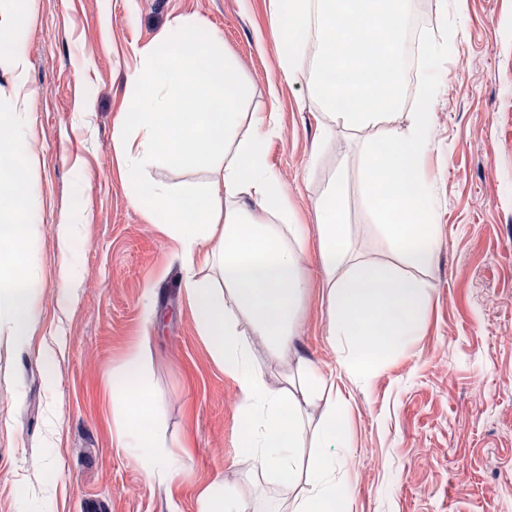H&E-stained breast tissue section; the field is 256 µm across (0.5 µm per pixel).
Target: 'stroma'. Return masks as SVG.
<instances>
[{
	"instance_id": "obj_1",
	"label": "stroma",
	"mask_w": 512,
	"mask_h": 512,
	"mask_svg": "<svg viewBox=\"0 0 512 512\" xmlns=\"http://www.w3.org/2000/svg\"><path fill=\"white\" fill-rule=\"evenodd\" d=\"M411 10L426 11L433 31L444 15L456 20L432 145L419 161L439 242L416 273L429 290L418 336L364 379L330 336L316 207L343 177L354 255L407 270L367 209L361 170L365 143L406 129L408 109L379 126L324 131L307 86L277 71L272 27L288 21L284 0H24L35 163L19 202L38 215L26 250L38 308L27 348L0 324V512H199L214 482L263 512L269 498L306 492L236 464L240 386L213 358L181 288L187 271L215 274L188 268L178 244L130 203L117 164L113 133L135 52L179 16L223 35L250 88L246 111L273 116L239 133L262 138L302 226L308 288L289 348L242 329L271 388L301 360L332 382L347 419L351 512H512V0H411ZM86 96L93 110L77 111ZM84 212L89 223L62 254L61 226ZM71 266L79 280L65 306ZM136 349L155 402L146 436L174 452L170 478L147 475L116 446L112 377Z\"/></svg>"
}]
</instances>
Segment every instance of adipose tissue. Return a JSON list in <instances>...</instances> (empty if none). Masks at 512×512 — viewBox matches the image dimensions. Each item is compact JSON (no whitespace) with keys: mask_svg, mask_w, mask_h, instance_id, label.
<instances>
[{"mask_svg":"<svg viewBox=\"0 0 512 512\" xmlns=\"http://www.w3.org/2000/svg\"><path fill=\"white\" fill-rule=\"evenodd\" d=\"M290 25L279 27L278 69L288 83H306L327 119L358 130L382 124L404 101L402 66L407 0H290ZM0 60L12 75L14 94L0 102V239H15L18 224L35 215L17 198L33 163L28 127L30 97L25 87L27 49L7 10H0ZM248 95L222 37L198 18L179 17L156 44L138 53L126 80V110L116 129L119 156L131 202L163 224L190 265L214 266L220 284L187 277L184 293L199 331L224 371L240 384L243 430L236 462L261 468L272 478L308 489L292 512H350V472L344 420L336 397L318 368L299 365L293 388L267 386L251 357L240 318L248 316L276 348H286L307 288L294 246L300 236L288 196L267 164L260 137L235 139ZM234 152L204 184L174 191L149 182L151 169L165 163L195 165L216 148ZM258 202L268 219L256 221L246 199ZM342 180L332 181L318 204L319 253L330 282V332L341 343L353 374L370 375L395 351L407 347L420 327L429 292L419 280L394 267L354 258L345 219ZM344 277H337L339 268ZM6 312L18 343L37 311L34 283L27 275H0V312ZM140 353H133L112 381L125 418L120 446L150 474L167 472L171 454L147 442L137 414L147 412ZM323 403L326 425L308 431L306 405ZM312 460H304L305 444Z\"/></svg>","mask_w":512,"mask_h":512,"instance_id":"ef3b65f1","label":"adipose tissue"}]
</instances>
